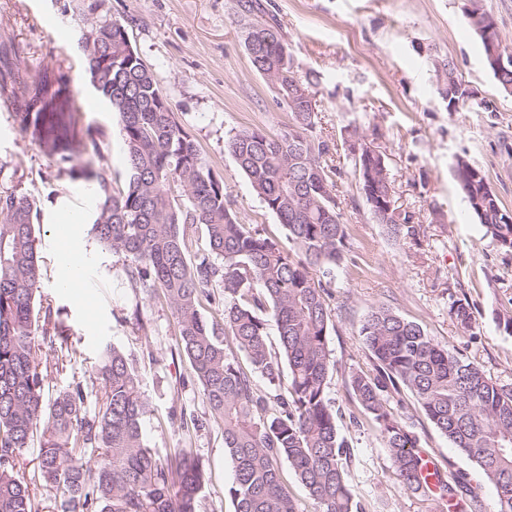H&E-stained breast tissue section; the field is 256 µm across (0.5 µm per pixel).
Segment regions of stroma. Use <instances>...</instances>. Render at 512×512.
<instances>
[{
  "label": "stroma",
  "instance_id": "1",
  "mask_svg": "<svg viewBox=\"0 0 512 512\" xmlns=\"http://www.w3.org/2000/svg\"><path fill=\"white\" fill-rule=\"evenodd\" d=\"M80 0H0V44L12 63L0 90V164L40 210L39 251L43 303L59 309L77 336L75 361L54 370L51 350L48 395L86 381L100 348L112 343L136 360L140 389L150 406L143 433L159 455L184 448L199 457L207 484L198 512H234L228 495L233 464L186 355L176 346L177 319L160 298L129 282L122 254L104 249L89 224L75 245L86 255V280L59 288V217L90 215L95 198L86 181L60 176L38 137L20 131L10 105L42 73H64L66 92L77 99L82 122L102 132L100 148L113 186L126 177L119 116L108 112L91 86L78 48L86 22ZM106 0L124 19L133 47L159 76L176 120L199 144L224 180L226 199L240 223L287 245L277 217L253 190L226 148L234 131L258 127L279 133L290 117L244 48L254 20L276 19L298 74H314L312 91L319 136L332 148L339 174L336 199L350 235V249L330 278L335 328L328 337L336 371L328 397L352 410L345 377L370 371L359 336L377 305L423 326L428 336L477 363L494 381L512 383V334L499 323L512 312V253L502 250L469 209L455 178L457 158L487 175L492 190L512 211V95L499 91L484 61L479 37L464 23L466 0ZM453 59L481 109L449 111L435 71ZM365 144L387 157L398 212L419 226L416 240L395 242L373 220L359 191L350 144ZM467 299L476 339H468L449 313ZM338 431L350 444V483L367 512H427L423 497L403 490L375 424L343 418ZM419 446L438 463L467 473L484 501L494 498L475 465L415 413Z\"/></svg>",
  "mask_w": 512,
  "mask_h": 512
}]
</instances>
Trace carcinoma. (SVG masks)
<instances>
[{
  "instance_id": "1",
  "label": "carcinoma",
  "mask_w": 512,
  "mask_h": 512,
  "mask_svg": "<svg viewBox=\"0 0 512 512\" xmlns=\"http://www.w3.org/2000/svg\"><path fill=\"white\" fill-rule=\"evenodd\" d=\"M464 19L479 37L485 59L495 28L482 0H468ZM90 48L82 52L94 90L119 115L127 179L114 190L103 164L99 129L80 128V108L59 103L62 75H42L14 101L21 129L42 136L58 170L93 183L96 210L91 233L104 248L128 261L125 272L136 288L162 294L178 320V348L198 378L211 415L224 434L233 463L228 494L234 512H296L281 476L288 462L317 512H364L348 479V442L337 430V411L327 396L335 362L328 336L333 323L330 283L312 271L340 265L349 235L336 201L337 169L325 163L330 147L316 135L318 111L309 106L311 77L297 76L288 43L269 24L248 29L245 49L256 72L271 85L290 114L276 135L242 128L226 146L266 208L288 231L293 249L238 221L198 143L176 120L155 71L144 64L120 18L104 0H82ZM112 63L102 66L104 58ZM498 89L512 94V68L487 64ZM443 93L448 111L475 106L473 93L444 61ZM359 190L374 221L395 241L416 239L412 216L395 207L386 156L364 144L355 154ZM456 179L470 210L501 248L512 252V222L485 174L463 158ZM178 187L187 205L177 204ZM40 213L17 186L0 188V512H39L36 490L60 499L62 512H197L204 492L203 464L184 448L163 459L149 446L142 422L149 413L140 392L136 364L113 346L103 349L90 372L48 398L47 372L38 357L43 345L56 356L55 368L76 358L60 311L37 305L42 263L36 224ZM202 232L207 253L191 261L193 233ZM222 260L216 264L211 257ZM220 288L223 294L215 293ZM222 309V323H210L202 300ZM449 313L464 333L474 335L467 299L451 302ZM274 322L278 346L268 340ZM224 337H219V334ZM374 372L351 371L352 401L377 425L402 487L425 496L435 479L438 508L457 512H512V385L488 377L481 367L433 342L425 329L394 310H370L359 330ZM243 353L270 384L286 393L257 392L251 376L234 364ZM96 409L89 413V393ZM407 393L453 448L473 462L495 491L487 504L467 474L449 473L418 445L410 416L390 400ZM278 410H268L270 400ZM40 448L31 477L19 474L26 448Z\"/></svg>"
}]
</instances>
